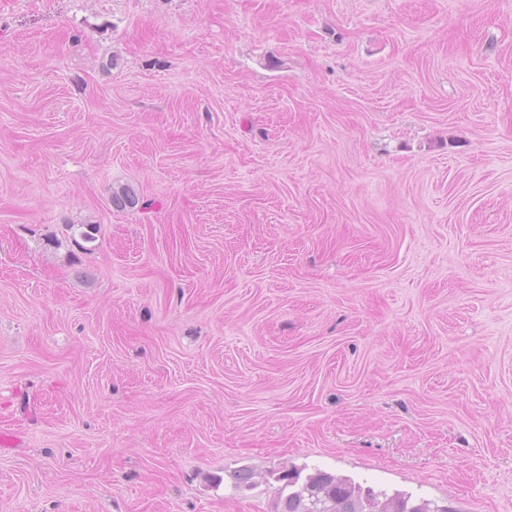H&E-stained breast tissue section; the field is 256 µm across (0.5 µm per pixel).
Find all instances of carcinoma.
Masks as SVG:
<instances>
[{"label": "carcinoma", "instance_id": "cac0c4a2", "mask_svg": "<svg viewBox=\"0 0 512 512\" xmlns=\"http://www.w3.org/2000/svg\"><path fill=\"white\" fill-rule=\"evenodd\" d=\"M279 512H450L408 494H387L320 469L306 477L288 471L279 477Z\"/></svg>", "mask_w": 512, "mask_h": 512}]
</instances>
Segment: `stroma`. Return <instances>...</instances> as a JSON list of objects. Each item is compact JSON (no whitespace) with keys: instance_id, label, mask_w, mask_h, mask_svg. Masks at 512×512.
Listing matches in <instances>:
<instances>
[{"instance_id":"obj_1","label":"stroma","mask_w":512,"mask_h":512,"mask_svg":"<svg viewBox=\"0 0 512 512\" xmlns=\"http://www.w3.org/2000/svg\"><path fill=\"white\" fill-rule=\"evenodd\" d=\"M0 430V512H512V0H0ZM300 471L283 473L277 512H450L411 495L376 491L320 469L300 482ZM286 492V494H285Z\"/></svg>"}]
</instances>
